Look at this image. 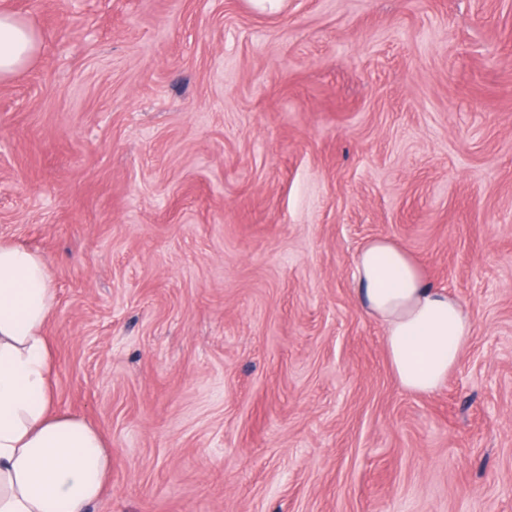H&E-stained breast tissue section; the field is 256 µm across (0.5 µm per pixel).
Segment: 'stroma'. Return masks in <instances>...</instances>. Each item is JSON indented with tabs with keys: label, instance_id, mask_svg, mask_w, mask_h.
<instances>
[{
	"label": "stroma",
	"instance_id": "stroma-1",
	"mask_svg": "<svg viewBox=\"0 0 512 512\" xmlns=\"http://www.w3.org/2000/svg\"><path fill=\"white\" fill-rule=\"evenodd\" d=\"M0 240L48 262L89 512H512V0H0ZM471 313L414 395L354 259ZM38 51L36 31L23 19L0 11V82L22 70Z\"/></svg>",
	"mask_w": 512,
	"mask_h": 512
}]
</instances>
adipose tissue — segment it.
<instances>
[{"label": "adipose tissue", "mask_w": 512, "mask_h": 512, "mask_svg": "<svg viewBox=\"0 0 512 512\" xmlns=\"http://www.w3.org/2000/svg\"><path fill=\"white\" fill-rule=\"evenodd\" d=\"M38 51L36 31L0 11V82ZM354 279L362 308L384 327L400 386L417 395L442 387L472 335L467 310L386 239L360 250ZM54 309L46 260L0 242V512H87L112 480V453L100 432L56 408L43 334Z\"/></svg>", "instance_id": "adipose-tissue-1"}]
</instances>
